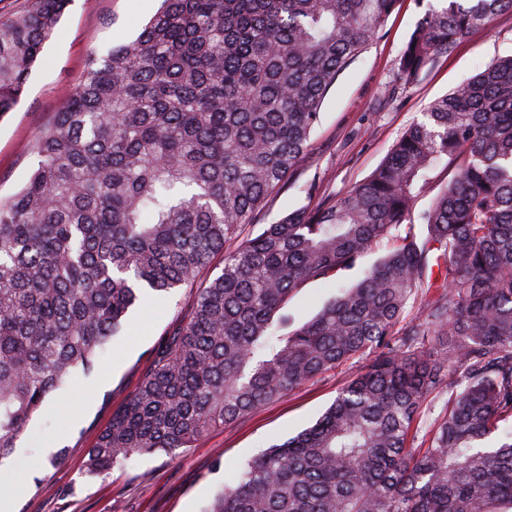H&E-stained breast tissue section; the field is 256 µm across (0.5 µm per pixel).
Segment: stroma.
<instances>
[{"mask_svg": "<svg viewBox=\"0 0 512 512\" xmlns=\"http://www.w3.org/2000/svg\"><path fill=\"white\" fill-rule=\"evenodd\" d=\"M428 0H397L380 32L337 78L321 107L314 146L271 198L261 223L311 208L366 179L406 128L428 105L476 74L486 62L512 53V12L504 11L438 57L410 87L396 80L397 61ZM161 0H71L48 40L17 107L0 116V196L28 178L36 135L48 128L64 92L77 84L91 52L133 40ZM195 289L184 286L136 309L114 336L92 372L75 371L33 417L21 446L0 471V486L17 481L12 512H201L240 464L313 424L340 388L362 369L357 359L246 418L209 429L194 447L133 459L105 478L84 472L89 448L115 410L137 389L152 352L191 306ZM63 458H55L57 450Z\"/></svg>", "mask_w": 512, "mask_h": 512, "instance_id": "stroma-1", "label": "stroma"}]
</instances>
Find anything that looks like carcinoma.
Instances as JSON below:
<instances>
[{"instance_id":"1","label":"carcinoma","mask_w":512,"mask_h":512,"mask_svg":"<svg viewBox=\"0 0 512 512\" xmlns=\"http://www.w3.org/2000/svg\"><path fill=\"white\" fill-rule=\"evenodd\" d=\"M69 2L31 0L0 23V115ZM394 4L162 0L135 40L90 54L35 137L28 181L0 197V461L146 297L194 283L222 252L86 474L190 448L372 354L312 426L246 462L202 512H512V54L434 100L366 180L226 249L311 151L327 92ZM504 10L512 0L429 5L398 81ZM440 165L453 177L416 210ZM379 248L358 281L337 283ZM312 281L337 292L284 330L281 311Z\"/></svg>"}]
</instances>
